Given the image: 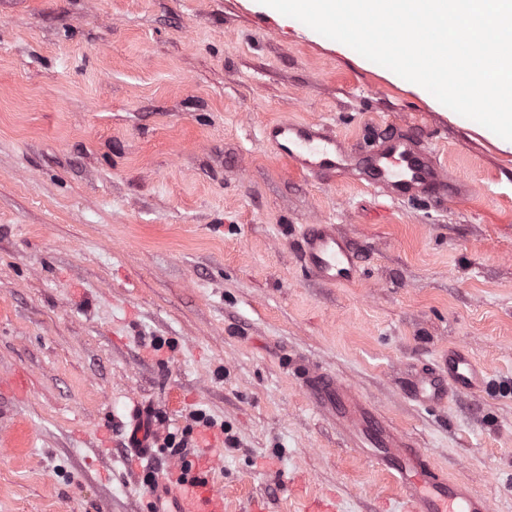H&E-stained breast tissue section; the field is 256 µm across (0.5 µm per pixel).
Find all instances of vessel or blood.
<instances>
[{"label": "vessel or blood", "mask_w": 512, "mask_h": 512, "mask_svg": "<svg viewBox=\"0 0 512 512\" xmlns=\"http://www.w3.org/2000/svg\"><path fill=\"white\" fill-rule=\"evenodd\" d=\"M263 135L293 170L306 175L355 169L365 185L392 198L440 192L452 200L460 192L447 179L436 154L405 135L389 136L362 156L350 152L340 137L318 121L282 120L266 125ZM300 256L321 283L351 284L358 278L359 256L337 225H307ZM305 380L317 412L336 423L350 448L391 474L409 512H490L488 500L469 483L451 482L433 472L415 441L386 425L376 407L351 385L323 372L309 373ZM485 387L484 367L462 349L452 348L439 367L415 372L407 392L414 401L427 404L446 399L452 390L475 394ZM215 463V456L205 452L181 459L166 472H152L149 493L170 499L174 512H224L223 492L204 477Z\"/></svg>", "instance_id": "vessel-or-blood-1"}]
</instances>
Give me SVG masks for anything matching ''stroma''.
<instances>
[{"mask_svg":"<svg viewBox=\"0 0 512 512\" xmlns=\"http://www.w3.org/2000/svg\"><path fill=\"white\" fill-rule=\"evenodd\" d=\"M281 119L360 153L406 132L466 193L288 170L262 137ZM319 221L350 237L356 283L309 278ZM454 346L487 389L411 402L405 378ZM309 369L512 512V152L250 0H0V512H152L126 470L136 405L218 454L225 512H405Z\"/></svg>","mask_w":512,"mask_h":512,"instance_id":"1","label":"stroma"}]
</instances>
